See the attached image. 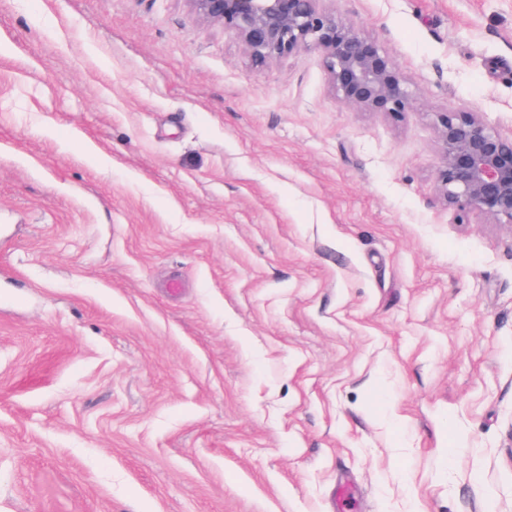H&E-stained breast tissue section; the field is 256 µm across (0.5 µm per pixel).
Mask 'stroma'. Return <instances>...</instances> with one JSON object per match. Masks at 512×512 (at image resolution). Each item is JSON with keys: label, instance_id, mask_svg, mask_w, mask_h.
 Segmentation results:
<instances>
[{"label": "stroma", "instance_id": "stroma-1", "mask_svg": "<svg viewBox=\"0 0 512 512\" xmlns=\"http://www.w3.org/2000/svg\"><path fill=\"white\" fill-rule=\"evenodd\" d=\"M413 92L340 103L184 0H0V512H512V0H325ZM436 129L437 184L448 208L512 228V137L489 128L477 112H439Z\"/></svg>", "mask_w": 512, "mask_h": 512}]
</instances>
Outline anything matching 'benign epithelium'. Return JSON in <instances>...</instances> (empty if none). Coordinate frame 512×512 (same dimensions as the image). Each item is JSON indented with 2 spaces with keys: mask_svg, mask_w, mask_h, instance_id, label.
<instances>
[{
  "mask_svg": "<svg viewBox=\"0 0 512 512\" xmlns=\"http://www.w3.org/2000/svg\"><path fill=\"white\" fill-rule=\"evenodd\" d=\"M186 2L193 13L232 34L257 68L315 50L343 103L392 117L412 105L407 81L389 56L373 38L326 10L324 0ZM436 129L437 184L448 208L512 227V137L489 128L476 112H440Z\"/></svg>",
  "mask_w": 512,
  "mask_h": 512,
  "instance_id": "1",
  "label": "benign epithelium"
}]
</instances>
